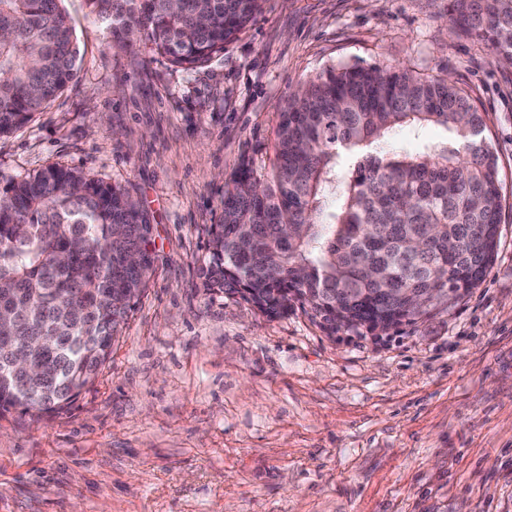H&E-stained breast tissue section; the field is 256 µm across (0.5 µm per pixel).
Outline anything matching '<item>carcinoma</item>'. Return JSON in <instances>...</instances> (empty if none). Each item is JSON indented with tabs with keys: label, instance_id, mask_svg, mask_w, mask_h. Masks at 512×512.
Masks as SVG:
<instances>
[{
	"label": "carcinoma",
	"instance_id": "obj_1",
	"mask_svg": "<svg viewBox=\"0 0 512 512\" xmlns=\"http://www.w3.org/2000/svg\"><path fill=\"white\" fill-rule=\"evenodd\" d=\"M126 41L142 33L172 65L224 54L268 0H88ZM453 23L512 61V0H453ZM0 137L71 86L79 48L61 0H0ZM435 126L442 136H425ZM404 131L411 151L385 148ZM456 82L403 66H329L279 112L266 178L242 162L224 188L199 269L207 295L238 294L269 316L295 301L331 333H386L477 287L497 252V159ZM150 218L124 187L48 166L0 194V415L70 408L108 359L154 265ZM438 301L419 310L430 289ZM56 340L48 345L44 337ZM21 350L31 376L6 363Z\"/></svg>",
	"mask_w": 512,
	"mask_h": 512
}]
</instances>
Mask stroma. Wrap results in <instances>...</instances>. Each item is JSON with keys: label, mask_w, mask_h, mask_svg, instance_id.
<instances>
[{"label": "stroma", "mask_w": 512, "mask_h": 512, "mask_svg": "<svg viewBox=\"0 0 512 512\" xmlns=\"http://www.w3.org/2000/svg\"><path fill=\"white\" fill-rule=\"evenodd\" d=\"M76 79L0 138V189L51 164L128 188L155 273L60 414L0 416V512H512V66L449 0H269L191 71L63 0ZM449 76L482 112L501 224L485 279L380 338L205 296L197 268L241 159L274 160L279 105L328 66Z\"/></svg>", "instance_id": "35a3bbf8"}]
</instances>
